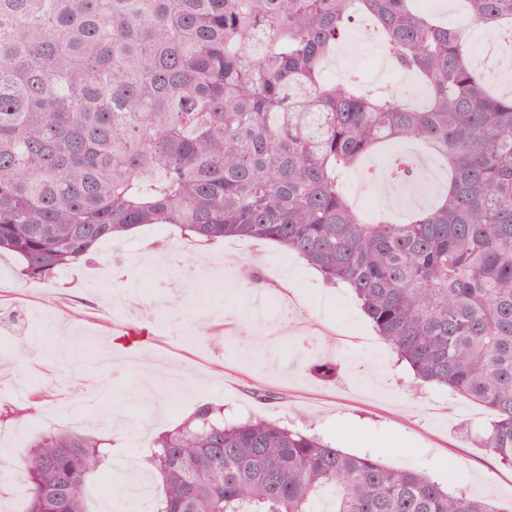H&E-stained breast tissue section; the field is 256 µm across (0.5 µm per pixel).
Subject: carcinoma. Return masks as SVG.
<instances>
[{
	"label": "carcinoma",
	"instance_id": "1",
	"mask_svg": "<svg viewBox=\"0 0 512 512\" xmlns=\"http://www.w3.org/2000/svg\"><path fill=\"white\" fill-rule=\"evenodd\" d=\"M512 53V0H465ZM370 20L418 99L329 83ZM443 159L437 202L364 221L342 177L378 146ZM147 224L273 242L350 288L417 380L489 413L477 442L512 467V94L492 93L464 27L415 0H0V252L27 280ZM101 438L35 434L26 512H86ZM156 512H503L298 427L197 408L158 437Z\"/></svg>",
	"mask_w": 512,
	"mask_h": 512
}]
</instances>
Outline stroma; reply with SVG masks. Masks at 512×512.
<instances>
[{
	"label": "stroma",
	"instance_id": "35a3bbf8",
	"mask_svg": "<svg viewBox=\"0 0 512 512\" xmlns=\"http://www.w3.org/2000/svg\"><path fill=\"white\" fill-rule=\"evenodd\" d=\"M382 43L353 27L338 46L329 77L345 66L376 85L414 93L394 69H377ZM368 183L346 177L348 193L363 192L373 212L398 214L415 199L433 202L445 173L428 168L436 184L390 187L380 156L364 163ZM177 242L185 263L213 270L196 292L178 293L175 268L146 273L140 262ZM238 253L227 243L208 248L180 238L176 228L150 224L120 243H101L90 262L60 270L52 287L28 282L11 254L0 255V471L13 464L31 436L13 442L4 433L31 420L50 403L77 404L82 393L99 406L77 426L108 437L112 449L101 473L87 480L88 512H155L162 482L152 478L143 498H125L124 486L147 470L152 443L205 403L222 405L224 418L260 415L304 427L341 450L369 455L394 469L428 474L449 490L465 491L512 512V470L471 438L487 423L476 403L433 384H418L409 367L382 343L352 292L326 285L319 273L284 249L244 240ZM266 272L275 282L255 292L245 268ZM126 275L135 309L122 321L107 319L106 291L89 281ZM222 340H214V330ZM144 331L161 353L141 365L116 361L98 366L97 352L113 350L128 331ZM317 364L336 368L333 380L314 373ZM271 400H262V393Z\"/></svg>",
	"mask_w": 512,
	"mask_h": 512
}]
</instances>
